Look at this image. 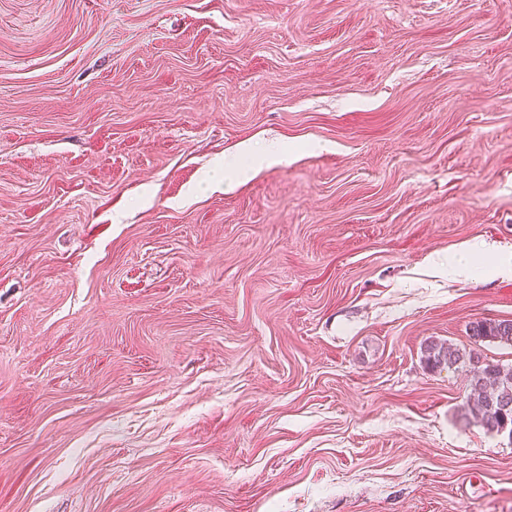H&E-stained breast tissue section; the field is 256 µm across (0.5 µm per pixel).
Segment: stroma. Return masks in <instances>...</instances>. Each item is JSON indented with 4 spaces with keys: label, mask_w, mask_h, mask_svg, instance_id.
I'll return each mask as SVG.
<instances>
[{
    "label": "stroma",
    "mask_w": 512,
    "mask_h": 512,
    "mask_svg": "<svg viewBox=\"0 0 512 512\" xmlns=\"http://www.w3.org/2000/svg\"><path fill=\"white\" fill-rule=\"evenodd\" d=\"M511 258L512 0H0V512H512ZM473 337L512 346V320L478 322L472 327ZM427 366L438 368L448 365V356L452 358L454 369L467 368L469 374L468 394L464 405V415L471 416L487 430H492L503 417L512 424V406L505 409L498 402L491 403L489 395L496 392L497 396L507 393L512 402V365L481 364L480 357L471 350L466 351L452 344L430 341L425 350ZM501 423L492 432L503 433L508 430L512 438V425Z\"/></svg>",
    "instance_id": "1"
}]
</instances>
